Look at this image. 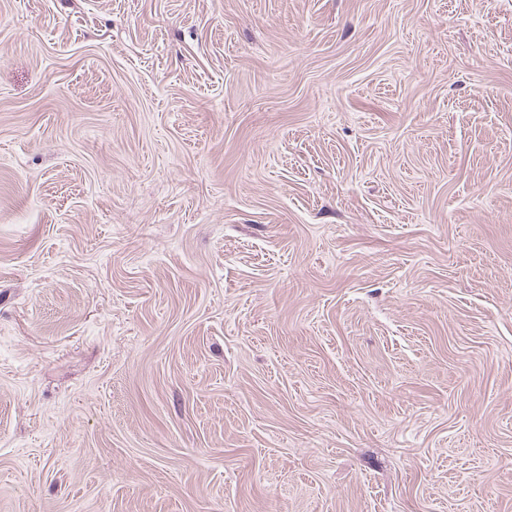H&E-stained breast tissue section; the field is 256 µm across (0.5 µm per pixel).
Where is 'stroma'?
<instances>
[{
	"label": "stroma",
	"mask_w": 512,
	"mask_h": 512,
	"mask_svg": "<svg viewBox=\"0 0 512 512\" xmlns=\"http://www.w3.org/2000/svg\"><path fill=\"white\" fill-rule=\"evenodd\" d=\"M0 512H512V0H0Z\"/></svg>",
	"instance_id": "stroma-1"
}]
</instances>
